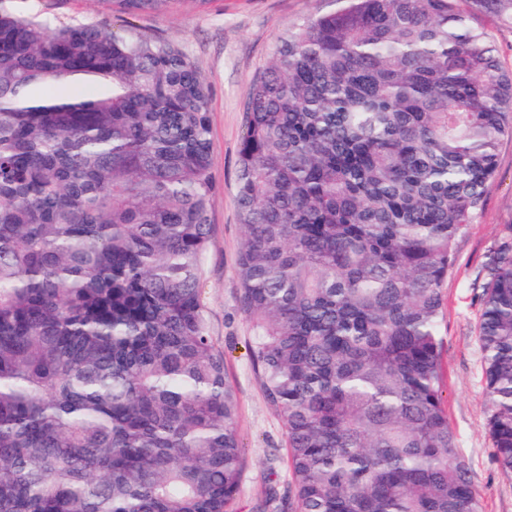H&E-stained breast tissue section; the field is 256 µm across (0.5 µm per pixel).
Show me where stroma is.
<instances>
[{
	"label": "stroma",
	"instance_id": "obj_1",
	"mask_svg": "<svg viewBox=\"0 0 512 512\" xmlns=\"http://www.w3.org/2000/svg\"><path fill=\"white\" fill-rule=\"evenodd\" d=\"M5 4L54 22H104L115 31L178 40L209 82L215 191L203 295L210 333L224 351L226 382L238 399L237 425L245 454L234 512H260L271 496L287 501L290 476L284 425L256 375L248 349L250 323L238 306L239 146L251 84L265 68L274 44L291 24L331 10L332 0H178L169 12L151 16L110 12L105 0H5ZM505 224H512L510 140L500 146L498 173L487 188L484 212L459 240L455 269L442 286L443 398L448 422L480 494L482 512H512V476L504 475L495 463L486 429L475 286Z\"/></svg>",
	"mask_w": 512,
	"mask_h": 512
}]
</instances>
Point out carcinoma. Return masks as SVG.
<instances>
[{"instance_id": "obj_1", "label": "carcinoma", "mask_w": 512, "mask_h": 512, "mask_svg": "<svg viewBox=\"0 0 512 512\" xmlns=\"http://www.w3.org/2000/svg\"><path fill=\"white\" fill-rule=\"evenodd\" d=\"M126 15L177 0H107ZM254 79L239 307L290 512H481L441 286L512 139V0H334ZM211 89L175 39L0 7V512H231L243 448L202 297ZM512 474V224L480 295ZM475 22L489 31L499 51L502 65L512 68V24L492 14L479 15Z\"/></svg>"}]
</instances>
